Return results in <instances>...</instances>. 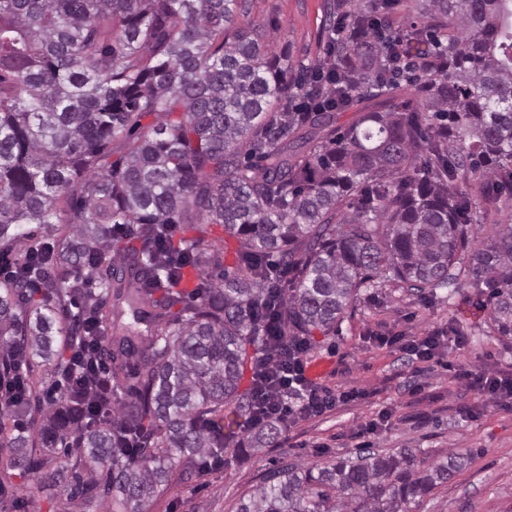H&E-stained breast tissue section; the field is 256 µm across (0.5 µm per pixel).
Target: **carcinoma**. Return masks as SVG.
Returning <instances> with one entry per match:
<instances>
[{"label":"carcinoma","instance_id":"1","mask_svg":"<svg viewBox=\"0 0 512 512\" xmlns=\"http://www.w3.org/2000/svg\"><path fill=\"white\" fill-rule=\"evenodd\" d=\"M401 9L424 25L395 29ZM325 15L329 66H295L247 0H0V376L33 357L49 376L0 406L48 400L31 418L45 447L21 431L0 448L21 477L85 512H148L204 455L274 446L279 423L252 424L259 352L329 332L368 283L450 288L452 329L512 340V224L474 244L468 190L512 189V0ZM212 224L236 242L221 269ZM90 336L112 391L133 381L110 422L71 384ZM472 460L288 463L237 512H413Z\"/></svg>","mask_w":512,"mask_h":512}]
</instances>
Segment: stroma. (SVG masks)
I'll return each mask as SVG.
<instances>
[{"label": "stroma", "mask_w": 512, "mask_h": 512, "mask_svg": "<svg viewBox=\"0 0 512 512\" xmlns=\"http://www.w3.org/2000/svg\"><path fill=\"white\" fill-rule=\"evenodd\" d=\"M250 16L265 25L266 42L293 62L323 59L325 0H248ZM452 304L447 290L420 298L392 286L362 289L329 333H315L305 356L309 379L331 389L363 390L366 398L338 403L282 432L275 448L242 454L226 448L219 467L197 468L191 478L172 480L151 512H235L252 495L263 474L285 461L326 462L357 449L421 448L432 457L470 451L473 460L447 485L427 496L417 512H512V410L475 409V399L454 365L476 371L512 372V346L488 329L469 332L459 353H442L418 366L377 347L379 334L422 335L446 326ZM393 413L389 426L365 432L379 411ZM0 483L14 492L15 512H80L60 486L24 481L0 455Z\"/></svg>", "instance_id": "35a3bbf8"}]
</instances>
